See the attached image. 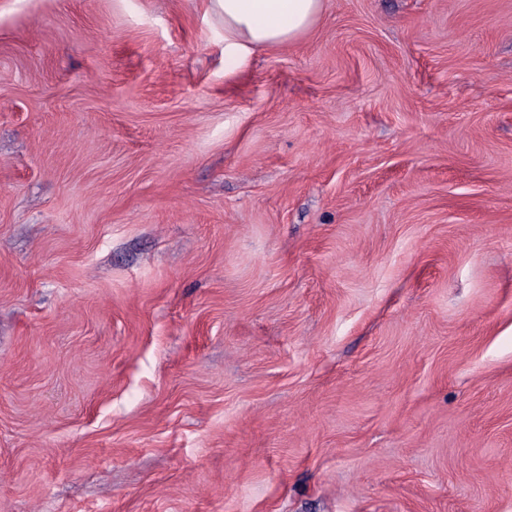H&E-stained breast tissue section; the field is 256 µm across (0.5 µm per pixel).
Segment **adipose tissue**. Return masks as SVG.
Instances as JSON below:
<instances>
[{"instance_id": "ef3b65f1", "label": "adipose tissue", "mask_w": 512, "mask_h": 512, "mask_svg": "<svg viewBox=\"0 0 512 512\" xmlns=\"http://www.w3.org/2000/svg\"><path fill=\"white\" fill-rule=\"evenodd\" d=\"M324 0H210L224 22V61L243 66L258 52L294 42L317 22Z\"/></svg>"}]
</instances>
